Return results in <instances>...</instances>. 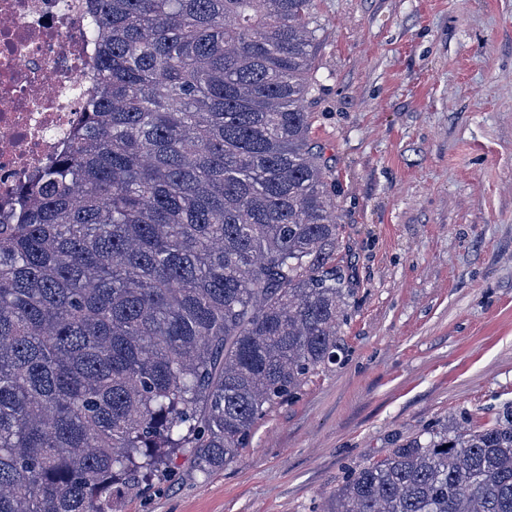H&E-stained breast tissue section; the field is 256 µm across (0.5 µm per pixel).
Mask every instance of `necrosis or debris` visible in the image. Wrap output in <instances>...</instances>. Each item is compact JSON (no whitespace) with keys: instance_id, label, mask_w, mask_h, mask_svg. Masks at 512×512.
<instances>
[{"instance_id":"necrosis-or-debris-1","label":"necrosis or debris","mask_w":512,"mask_h":512,"mask_svg":"<svg viewBox=\"0 0 512 512\" xmlns=\"http://www.w3.org/2000/svg\"><path fill=\"white\" fill-rule=\"evenodd\" d=\"M89 0H0V208L60 155L95 89Z\"/></svg>"}]
</instances>
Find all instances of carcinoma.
<instances>
[{
	"mask_svg": "<svg viewBox=\"0 0 512 512\" xmlns=\"http://www.w3.org/2000/svg\"><path fill=\"white\" fill-rule=\"evenodd\" d=\"M94 2L98 93L0 213V512L222 468L344 350L314 0ZM330 512H512V412L424 430Z\"/></svg>",
	"mask_w": 512,
	"mask_h": 512,
	"instance_id": "1",
	"label": "carcinoma"
}]
</instances>
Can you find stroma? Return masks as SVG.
<instances>
[{
  "label": "stroma",
  "instance_id": "1",
  "mask_svg": "<svg viewBox=\"0 0 512 512\" xmlns=\"http://www.w3.org/2000/svg\"><path fill=\"white\" fill-rule=\"evenodd\" d=\"M314 137L355 290L336 365L223 469L174 457L118 512H323L435 424L512 407V0H315Z\"/></svg>",
  "mask_w": 512,
  "mask_h": 512
}]
</instances>
